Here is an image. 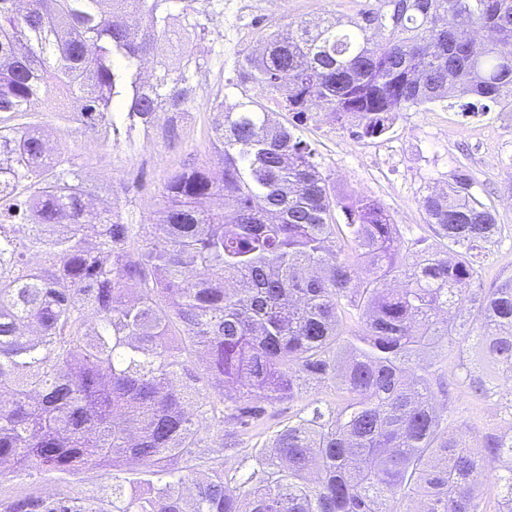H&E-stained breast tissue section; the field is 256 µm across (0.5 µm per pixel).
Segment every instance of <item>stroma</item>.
Returning <instances> with one entry per match:
<instances>
[{"label": "stroma", "instance_id": "stroma-1", "mask_svg": "<svg viewBox=\"0 0 512 512\" xmlns=\"http://www.w3.org/2000/svg\"><path fill=\"white\" fill-rule=\"evenodd\" d=\"M373 0H288L286 10L240 17L235 0H223L203 17L209 79L197 84L195 104L179 117L182 140L170 145L160 127L121 133L102 141L71 131L66 120L48 106L31 110L29 119L59 142L62 154L76 170L88 169L96 179L87 190L120 204L144 222L157 209L166 178L189 160H212L211 131L218 118V87L234 78L237 60L256 45L259 31L285 27L289 20L311 21L331 15L347 18L370 8ZM298 135L318 154L322 173L338 196H367L381 202L409 239L428 237L421 206L435 186L462 170L473 179V191L494 213L503 231L498 245L484 258L487 281L512 275V210L503 206L505 186L512 179V120L505 110H465L460 98L400 113L387 132L360 137L353 125L333 126L313 119L299 126ZM112 482L111 469H94L69 476L48 473L30 478L15 473L0 476V496L28 493L52 496L95 490Z\"/></svg>", "mask_w": 512, "mask_h": 512}]
</instances>
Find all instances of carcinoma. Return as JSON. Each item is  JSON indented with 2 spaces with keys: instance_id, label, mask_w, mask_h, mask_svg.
<instances>
[{
  "instance_id": "1",
  "label": "carcinoma",
  "mask_w": 512,
  "mask_h": 512,
  "mask_svg": "<svg viewBox=\"0 0 512 512\" xmlns=\"http://www.w3.org/2000/svg\"><path fill=\"white\" fill-rule=\"evenodd\" d=\"M199 30L185 0H0V153L17 155L0 174V464L145 467L89 494L0 498V512H512V427L478 449L453 419L455 388L486 401L512 378V276L484 285L494 214L453 174L422 199L436 243L407 242L378 201L337 199L276 119L320 105L377 137L453 96L512 108V0H376L265 33L230 82L243 93L219 104L224 169L171 174L148 224L89 213L76 170L22 121L31 101H79L84 134L119 131L116 109L147 130L189 111L207 56L162 57L149 85L142 62ZM477 30L491 34L479 51ZM471 348L479 360L448 380V352ZM330 379L336 403L305 404L230 486L213 449L263 429L254 402Z\"/></svg>"
}]
</instances>
